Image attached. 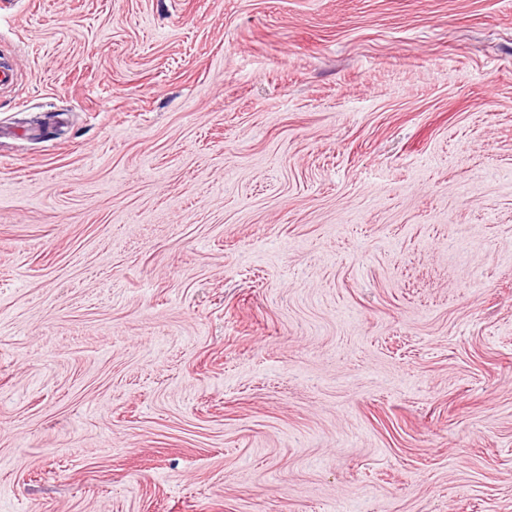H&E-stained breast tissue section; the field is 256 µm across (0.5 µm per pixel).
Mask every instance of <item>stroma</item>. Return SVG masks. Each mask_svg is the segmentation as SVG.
I'll return each instance as SVG.
<instances>
[{"instance_id":"35a3bbf8","label":"stroma","mask_w":512,"mask_h":512,"mask_svg":"<svg viewBox=\"0 0 512 512\" xmlns=\"http://www.w3.org/2000/svg\"><path fill=\"white\" fill-rule=\"evenodd\" d=\"M0 60V512H512V0H23Z\"/></svg>"}]
</instances>
